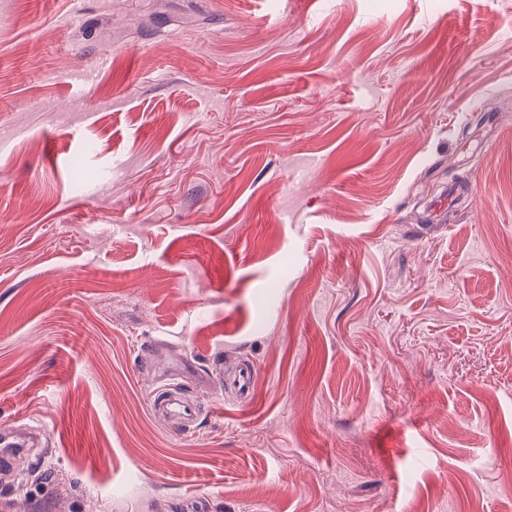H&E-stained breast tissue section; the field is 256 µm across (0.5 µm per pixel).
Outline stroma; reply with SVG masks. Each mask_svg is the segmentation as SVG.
<instances>
[{"label":"stroma","mask_w":512,"mask_h":512,"mask_svg":"<svg viewBox=\"0 0 512 512\" xmlns=\"http://www.w3.org/2000/svg\"><path fill=\"white\" fill-rule=\"evenodd\" d=\"M13 426L0 512H512V0H0ZM254 378V365L248 361H239L227 373L220 368L215 379L220 389H224L226 384L233 388L239 401L246 402L251 397ZM154 413L164 416L172 422L173 430L182 435L194 434L199 420L205 412L200 404L186 395L178 383H171L153 390L150 399ZM43 436L33 429H14L9 433L0 434V470L1 474H10L14 462L29 455L30 448L42 446Z\"/></svg>","instance_id":"35a3bbf8"}]
</instances>
